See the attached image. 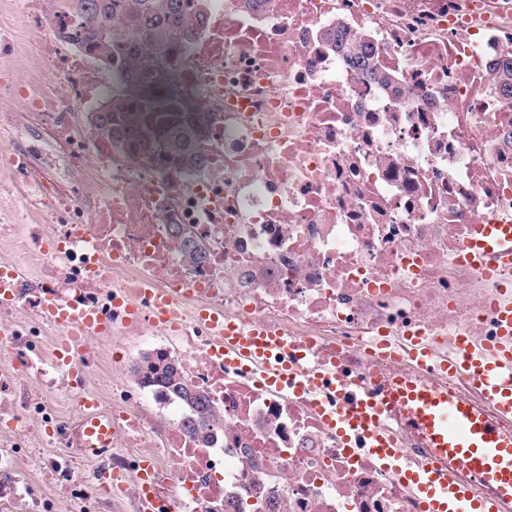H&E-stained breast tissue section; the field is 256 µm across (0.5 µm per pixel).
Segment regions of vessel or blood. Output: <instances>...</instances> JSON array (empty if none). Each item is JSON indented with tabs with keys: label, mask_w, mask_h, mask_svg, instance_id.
Masks as SVG:
<instances>
[{
	"label": "vessel or blood",
	"mask_w": 512,
	"mask_h": 512,
	"mask_svg": "<svg viewBox=\"0 0 512 512\" xmlns=\"http://www.w3.org/2000/svg\"><path fill=\"white\" fill-rule=\"evenodd\" d=\"M464 251L466 260L487 274L512 265V223L480 225L478 238L470 240ZM47 315L59 325L83 331H97L102 325L101 315L74 303L66 308L48 305ZM494 321L496 336L487 347L476 349L466 340H457L444 368L477 384L497 419L419 378L401 380L382 394L363 393L350 385L336 388L340 406L329 418L345 439H362L379 459L397 464L388 425L399 409L424 447L430 448L432 464L403 474L420 495L425 512H497L500 500L512 499V432L499 424L500 419L512 418V304L496 305ZM207 324L217 335L225 362L266 365L267 384L278 388L318 384V375L303 367L306 351L286 333L259 323L226 322L215 315L209 316ZM80 406L81 432L91 438L96 451L110 449L111 414L90 393L81 397ZM453 469L465 470L469 483L452 480ZM476 485L491 488L492 497H475Z\"/></svg>",
	"instance_id": "1"
}]
</instances>
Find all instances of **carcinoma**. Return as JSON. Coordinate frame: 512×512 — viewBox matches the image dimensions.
I'll return each instance as SVG.
<instances>
[{
	"label": "carcinoma",
	"instance_id": "cac0c4a2",
	"mask_svg": "<svg viewBox=\"0 0 512 512\" xmlns=\"http://www.w3.org/2000/svg\"><path fill=\"white\" fill-rule=\"evenodd\" d=\"M56 6L74 18L67 38L92 47L100 62L112 66L114 54L121 52L113 25L120 26L130 40L128 52L123 54L127 69L125 79L134 95L137 85L134 76L147 61L156 64L172 47L189 45L207 18L208 0H58ZM90 136L108 142L111 146L130 149L141 156H157L178 163L184 169L204 165L200 149L210 132L206 112L188 109L183 122L171 128L165 138L157 141L136 113L128 111L127 100L112 99L89 121ZM184 253L192 260L202 261L206 252L192 238L175 229ZM148 378L167 389L177 399L191 407L201 421L211 416L207 396L190 383L181 368L165 359L147 365Z\"/></svg>",
	"mask_w": 512,
	"mask_h": 512
}]
</instances>
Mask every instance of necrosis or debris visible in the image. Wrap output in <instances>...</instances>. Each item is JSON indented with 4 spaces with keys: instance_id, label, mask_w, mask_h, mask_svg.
<instances>
[{
    "instance_id": "4bbe7bcc",
    "label": "necrosis or debris",
    "mask_w": 512,
    "mask_h": 512,
    "mask_svg": "<svg viewBox=\"0 0 512 512\" xmlns=\"http://www.w3.org/2000/svg\"><path fill=\"white\" fill-rule=\"evenodd\" d=\"M68 24L51 0L0 7V132L11 134L0 242L22 233L39 260L0 300V512H63L72 500L82 512H139L147 459L154 512H421L308 399L225 365L199 315L286 332L366 387L421 376L481 404L464 380L422 372L406 346L418 336L444 357L457 337L479 348L495 334L497 282L461 253L480 224L512 219V98L498 79L512 0H209L192 46L137 82L157 104L144 116L155 138L188 105L212 115L193 171L86 138L75 113L100 111L127 84L64 38ZM332 32L359 35L372 72ZM32 209L40 223H25ZM176 224L205 243L204 262L180 250ZM149 288L172 298L179 329L155 320ZM50 297L95 308L113 342L138 339L136 362L112 378L109 458L53 409L64 376L34 367ZM380 338L395 357L376 356ZM160 357L208 394L204 433L147 382ZM90 469L121 487L104 496Z\"/></svg>"
}]
</instances>
